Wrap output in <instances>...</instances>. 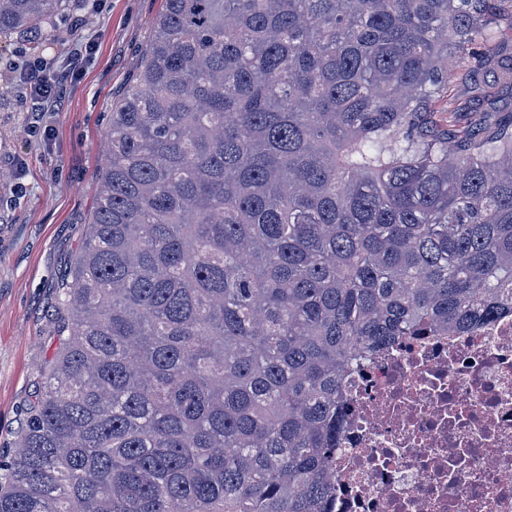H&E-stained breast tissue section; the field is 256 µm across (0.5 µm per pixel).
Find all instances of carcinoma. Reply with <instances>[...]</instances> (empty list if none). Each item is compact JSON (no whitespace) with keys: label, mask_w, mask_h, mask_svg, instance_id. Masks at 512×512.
<instances>
[{"label":"carcinoma","mask_w":512,"mask_h":512,"mask_svg":"<svg viewBox=\"0 0 512 512\" xmlns=\"http://www.w3.org/2000/svg\"><path fill=\"white\" fill-rule=\"evenodd\" d=\"M70 0H0V33ZM504 0H166L0 512H334L350 366L512 310ZM471 76V65L467 61L461 71L460 78L455 83L448 86V92L442 94L436 103L435 107L436 110L440 112V116L445 117V113L447 112L448 117V108H453L457 105L463 106L468 104L472 107L476 106L477 102L472 101L471 93H469ZM479 78L486 91L496 98L498 107L504 112L511 111L512 89L498 79L497 71L491 67L485 66L480 71Z\"/></svg>","instance_id":"carcinoma-1"}]
</instances>
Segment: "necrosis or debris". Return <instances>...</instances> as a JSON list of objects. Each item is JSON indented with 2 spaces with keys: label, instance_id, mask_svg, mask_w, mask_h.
<instances>
[{
  "label": "necrosis or debris",
  "instance_id": "necrosis-or-debris-1",
  "mask_svg": "<svg viewBox=\"0 0 512 512\" xmlns=\"http://www.w3.org/2000/svg\"><path fill=\"white\" fill-rule=\"evenodd\" d=\"M336 512H512V314L345 375Z\"/></svg>",
  "mask_w": 512,
  "mask_h": 512
}]
</instances>
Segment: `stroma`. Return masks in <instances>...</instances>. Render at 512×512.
<instances>
[{
    "mask_svg": "<svg viewBox=\"0 0 512 512\" xmlns=\"http://www.w3.org/2000/svg\"><path fill=\"white\" fill-rule=\"evenodd\" d=\"M165 0H73L35 42L0 36V455L59 346V290L96 205L113 107L139 75ZM60 81L37 105L26 75Z\"/></svg>",
    "mask_w": 512,
    "mask_h": 512,
    "instance_id": "obj_1",
    "label": "stroma"
}]
</instances>
